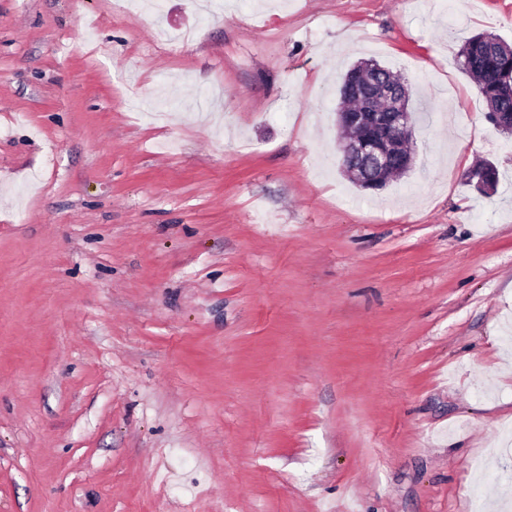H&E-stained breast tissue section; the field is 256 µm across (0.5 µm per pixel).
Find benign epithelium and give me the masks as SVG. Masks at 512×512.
Masks as SVG:
<instances>
[{
  "label": "benign epithelium",
  "instance_id": "7a95c632",
  "mask_svg": "<svg viewBox=\"0 0 512 512\" xmlns=\"http://www.w3.org/2000/svg\"><path fill=\"white\" fill-rule=\"evenodd\" d=\"M343 90L363 107L356 112H336L337 127L343 133L338 138L340 168L356 176L358 187L382 189L386 173L404 175L412 166L415 125L409 89L385 81L372 62L361 77L346 76ZM465 180L489 191L494 174L487 168L469 170Z\"/></svg>",
  "mask_w": 512,
  "mask_h": 512
}]
</instances>
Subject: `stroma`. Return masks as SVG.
Segmentation results:
<instances>
[{"label":"stroma","instance_id":"obj_1","mask_svg":"<svg viewBox=\"0 0 512 512\" xmlns=\"http://www.w3.org/2000/svg\"><path fill=\"white\" fill-rule=\"evenodd\" d=\"M481 32L512 0H0V512H502ZM364 60L423 113L375 192L337 158Z\"/></svg>","mask_w":512,"mask_h":512}]
</instances>
